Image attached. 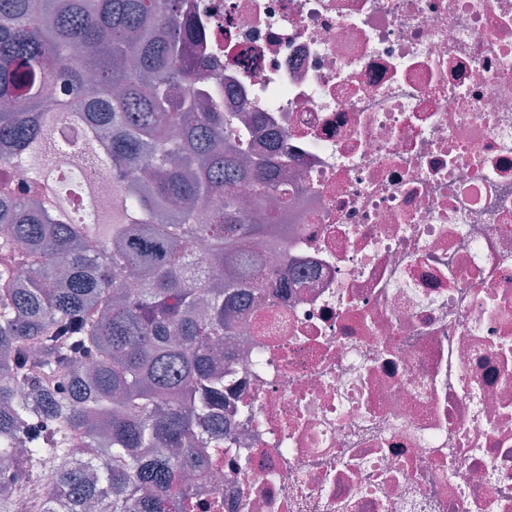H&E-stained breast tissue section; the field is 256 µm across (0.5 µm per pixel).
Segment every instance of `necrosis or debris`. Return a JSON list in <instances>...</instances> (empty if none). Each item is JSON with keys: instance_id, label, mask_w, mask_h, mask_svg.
I'll return each mask as SVG.
<instances>
[{"instance_id": "necrosis-or-debris-1", "label": "necrosis or debris", "mask_w": 512, "mask_h": 512, "mask_svg": "<svg viewBox=\"0 0 512 512\" xmlns=\"http://www.w3.org/2000/svg\"><path fill=\"white\" fill-rule=\"evenodd\" d=\"M179 4L291 226L190 512H512V0Z\"/></svg>"}]
</instances>
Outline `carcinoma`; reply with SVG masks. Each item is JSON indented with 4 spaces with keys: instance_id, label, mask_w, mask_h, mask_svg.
<instances>
[{
    "instance_id": "obj_1",
    "label": "carcinoma",
    "mask_w": 512,
    "mask_h": 512,
    "mask_svg": "<svg viewBox=\"0 0 512 512\" xmlns=\"http://www.w3.org/2000/svg\"><path fill=\"white\" fill-rule=\"evenodd\" d=\"M190 39L178 0H0V148L28 171L0 172V512H30L36 473L41 512H187L224 440L215 351L288 224L245 121L198 111ZM75 137L94 161L55 166ZM202 241L217 277L191 271Z\"/></svg>"
}]
</instances>
